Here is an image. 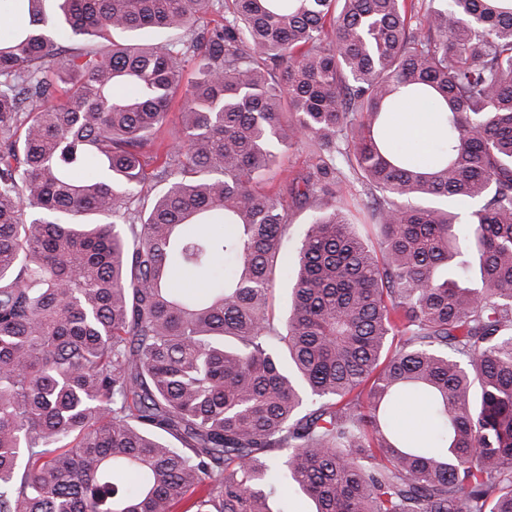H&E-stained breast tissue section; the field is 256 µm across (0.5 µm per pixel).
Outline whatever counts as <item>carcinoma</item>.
Listing matches in <instances>:
<instances>
[{"label": "carcinoma", "instance_id": "cac0c4a2", "mask_svg": "<svg viewBox=\"0 0 512 512\" xmlns=\"http://www.w3.org/2000/svg\"><path fill=\"white\" fill-rule=\"evenodd\" d=\"M50 2L0 46V512H512V0ZM309 164L310 152L305 146L299 144L284 150L280 155L279 167L267 176L271 178L268 187L276 189L285 178L288 177L289 181L300 176L308 170ZM342 196L343 200L349 203V214L353 222L362 217L359 214V209L363 203L368 202L370 199L366 194V190L352 175H347L346 179L334 187ZM396 419L407 420L410 425L403 424V432L408 441L424 442L430 428V419L427 413L426 403L420 398H407L396 409Z\"/></svg>", "mask_w": 512, "mask_h": 512}]
</instances>
